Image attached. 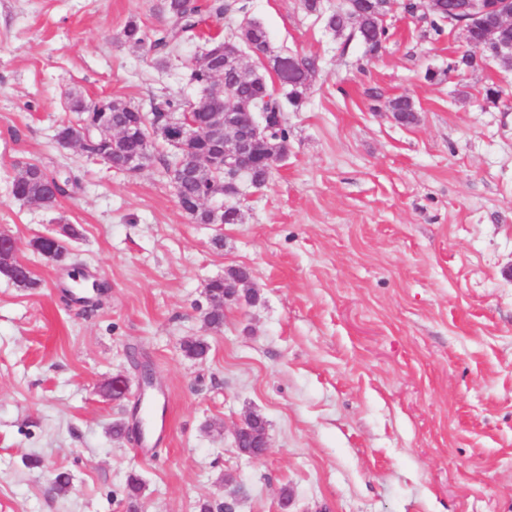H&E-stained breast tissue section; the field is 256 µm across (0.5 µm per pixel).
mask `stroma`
Wrapping results in <instances>:
<instances>
[{"instance_id": "1", "label": "stroma", "mask_w": 512, "mask_h": 512, "mask_svg": "<svg viewBox=\"0 0 512 512\" xmlns=\"http://www.w3.org/2000/svg\"><path fill=\"white\" fill-rule=\"evenodd\" d=\"M240 3L316 72L241 221L194 224L158 165L121 174L56 135L75 96L195 102L203 39L157 64L121 32L161 26L163 0H0V232L39 281L0 275V512H128L132 474L138 512H280L286 493L290 512H512V69L451 71L461 31L431 39L402 0L374 55L303 0ZM398 96L415 123L387 112ZM29 162L78 189L49 208L14 198ZM61 224L83 236L49 265L29 243ZM239 266L256 300L206 327L207 284ZM75 269L102 292L71 301ZM252 413L258 459L233 446Z\"/></svg>"}]
</instances>
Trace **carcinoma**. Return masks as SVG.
<instances>
[{"label":"carcinoma","instance_id":"obj_1","mask_svg":"<svg viewBox=\"0 0 512 512\" xmlns=\"http://www.w3.org/2000/svg\"><path fill=\"white\" fill-rule=\"evenodd\" d=\"M453 0H437L434 9L428 15H422L426 19L427 31L436 35L444 32L445 18L448 14V4ZM163 10L165 22L159 28L147 33L135 21L128 22L123 30L122 37L125 42L146 49V52L160 60H165L168 55L193 34L195 24L201 20L205 13L219 15L226 19H232L241 10L234 0H164ZM326 28L334 34L341 36L348 34V38H358L365 46L366 51L374 54L378 52L383 43L388 39V29L385 20L380 17V11L375 5L366 7L362 19L358 23L349 20L344 9L340 8L325 18ZM475 48L455 59L448 70L465 72L481 63L497 61L491 47L482 41V33L473 34ZM223 54L214 59V62L224 67V77L229 81L236 80L235 66L239 57L249 51L258 58H265L272 62L283 56L270 46L269 35L264 25L257 20H250L240 26L230 38L220 43ZM315 71L313 61L304 59L300 66L288 70L286 73H274L268 76L257 73L256 81L246 83L238 87L239 93L246 99H251L259 105L264 112L286 111V106L299 108L304 102L310 85V78ZM212 68L196 67L192 69L190 80L197 84L200 91L206 95L195 102L193 108L181 107L171 100H163L150 107V111L144 112L137 105H132L121 99L109 100L110 112L107 118H101L97 106L88 107L79 97L72 99V110L81 114V120L93 126L103 121L108 122L118 130L126 131L124 135H116L115 150L102 158L117 171H123L122 159L124 154L135 151L146 142L150 151H155L156 146L152 138L155 120L166 112H185L192 110V119L205 122L208 112L214 104V84L210 82ZM387 110L392 112L394 118L402 124H411L416 120V107L408 97H398L390 100ZM289 134L285 121L275 124L271 139L264 146L263 153L277 155L288 144ZM206 152V146L200 140L191 138L179 154H168L162 158V173L169 181H174L177 167L183 162H190L197 170V177L185 178L178 183V190L182 197L190 199L205 193L206 189H215V185L224 181V176L214 173L204 167L202 156ZM78 186L76 179L69 174L51 175L38 164L27 163L20 169L12 182L13 196L27 198L32 204L40 207H50L58 198L68 196ZM82 237V229L75 224H64L59 232L50 236H40L34 239V247L43 252L53 250L62 259L69 255L68 244ZM245 268L231 267L227 269L224 277L212 280L207 286V297L210 308L204 313L203 322L211 329H218L224 324V284H233L244 277ZM182 349L186 356L191 358H203L208 354L209 345L204 339L192 338L184 341Z\"/></svg>","mask_w":512,"mask_h":512}]
</instances>
